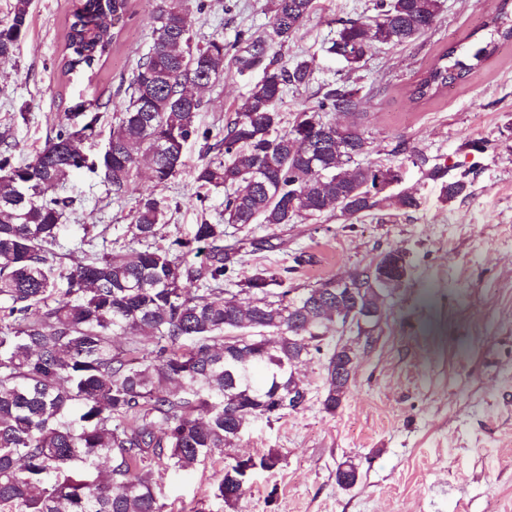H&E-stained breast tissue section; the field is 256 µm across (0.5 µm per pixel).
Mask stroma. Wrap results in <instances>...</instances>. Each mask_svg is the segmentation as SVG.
<instances>
[{
	"label": "stroma",
	"mask_w": 512,
	"mask_h": 512,
	"mask_svg": "<svg viewBox=\"0 0 512 512\" xmlns=\"http://www.w3.org/2000/svg\"><path fill=\"white\" fill-rule=\"evenodd\" d=\"M194 17L199 40L234 42L238 33L267 37L269 0H205ZM373 0H314L294 36L271 42L263 62L239 70L226 61L224 75L201 93L200 127L218 129L233 116L272 60L314 59L309 88L288 91L279 106L285 120L311 106L318 88L340 68L328 54L340 21L372 13ZM77 0H32L29 27L15 54L0 61V136L13 145L15 163H27L57 130L65 113L111 91V111L137 60L152 43L156 0H132V12L99 66L63 73L65 26ZM498 0H442L439 24L403 45H374L350 76L361 100L357 121L368 141V162L398 168L402 188L415 193L417 209L348 225L330 209L278 227L228 224L227 239L272 237L274 250L245 256L240 274L254 268L293 266L297 252L309 263L294 267L290 282L311 288L362 270L391 250L408 262L405 280L392 290L390 308L369 333L336 330L338 344L357 354L349 390L335 414L322 407L321 359L298 367L308 389L298 411L251 421L235 449L242 456L278 453L272 470H256L245 495L227 506L214 497L225 455L189 471L153 469L164 512H512V42L434 99L415 103L411 84L448 45L481 44L480 29ZM423 150L430 165L449 177L466 175L465 193L453 201L408 159ZM201 143L188 145L177 175L156 186L140 170L136 190L122 201L106 199L94 175H74L65 188L62 242L72 246L82 227L94 224L116 240L131 223L140 196L165 199L167 222L156 242L168 246L194 224L213 219L224 193L196 202ZM356 464L359 477L339 486L336 471Z\"/></svg>",
	"instance_id": "obj_1"
}]
</instances>
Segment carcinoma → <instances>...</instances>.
Listing matches in <instances>:
<instances>
[{
  "instance_id": "obj_1",
  "label": "carcinoma",
  "mask_w": 512,
  "mask_h": 512,
  "mask_svg": "<svg viewBox=\"0 0 512 512\" xmlns=\"http://www.w3.org/2000/svg\"><path fill=\"white\" fill-rule=\"evenodd\" d=\"M158 0L153 42L129 77L127 100L103 151L90 155L101 116L77 128L65 114L54 137L33 159L13 163L0 140V512H163L150 479L153 467L187 470L231 448L260 401L286 402L281 415L304 403L295 368L325 356L323 409L336 413L350 373L336 365L328 336L347 324L353 309L386 315V287L371 268L352 273L358 301L336 309V279L320 288H295L288 272L257 269L239 282V298H224V282L242 264L238 240L224 242L226 224H293L335 201L348 221L377 216L388 207L418 206L408 192L375 190L392 167L362 164L367 140L353 122L336 129L335 112L354 115L358 90L324 88L314 106L281 127L286 91L307 88L314 60L266 69L224 128L196 121L199 80L215 83L230 50L239 70L252 67L266 42L238 35L232 45L213 37L194 43L192 12L204 0ZM314 0H270L272 34L287 42L310 14ZM31 0H15L0 23V58L16 51L28 27ZM131 8L130 0H79L67 25L62 71L92 68L109 56ZM375 15L341 23L328 52L354 71L371 44L400 45L427 34L440 20L441 0H374ZM489 41L471 51L451 46L411 85L414 102L428 101L463 81L499 43L512 40V0H501L485 23ZM201 139L209 158L197 170L202 187L224 190L216 221L203 220L192 235L172 242L179 254L150 243L165 222L164 200L137 201L127 225V249L89 251V229L76 247L60 253L61 220L71 202L56 195L80 170L103 177L112 199L133 190L139 161L153 181L167 184L183 151ZM433 166L444 200L467 189ZM207 251L196 265L188 256ZM71 261L66 271L62 260ZM191 287H185V284ZM213 297L200 302L201 296ZM121 336L133 340L116 344ZM252 459L224 466L214 497L230 505L245 489L236 479ZM357 466L336 471L342 487L354 485Z\"/></svg>"
}]
</instances>
